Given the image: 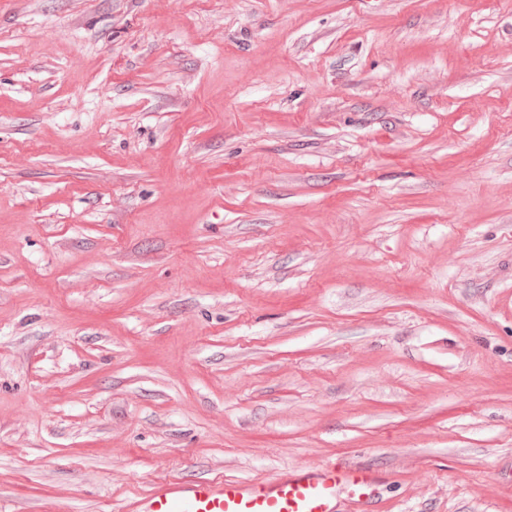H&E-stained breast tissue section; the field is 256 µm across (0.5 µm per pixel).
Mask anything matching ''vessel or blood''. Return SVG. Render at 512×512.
<instances>
[{"instance_id": "vessel-or-blood-1", "label": "vessel or blood", "mask_w": 512, "mask_h": 512, "mask_svg": "<svg viewBox=\"0 0 512 512\" xmlns=\"http://www.w3.org/2000/svg\"><path fill=\"white\" fill-rule=\"evenodd\" d=\"M378 481L375 473L349 466L327 465L293 470L265 481L158 485L141 500L140 512H333L341 488L366 500Z\"/></svg>"}]
</instances>
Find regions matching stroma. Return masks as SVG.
Listing matches in <instances>:
<instances>
[{
	"label": "stroma",
	"instance_id": "obj_1",
	"mask_svg": "<svg viewBox=\"0 0 512 512\" xmlns=\"http://www.w3.org/2000/svg\"><path fill=\"white\" fill-rule=\"evenodd\" d=\"M329 463L512 512V0H0V512Z\"/></svg>",
	"mask_w": 512,
	"mask_h": 512
}]
</instances>
